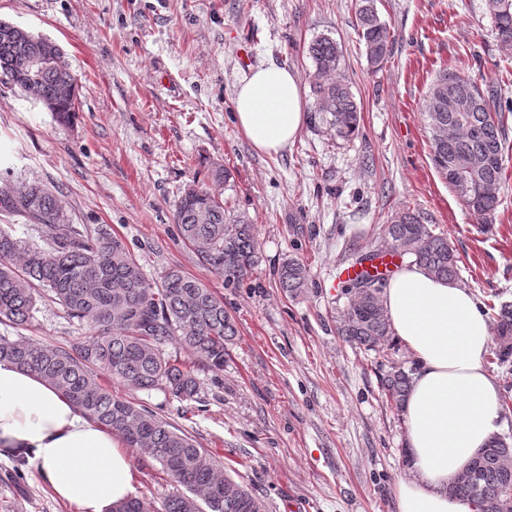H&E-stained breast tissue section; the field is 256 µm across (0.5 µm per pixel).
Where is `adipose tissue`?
<instances>
[{
  "label": "adipose tissue",
  "mask_w": 512,
  "mask_h": 512,
  "mask_svg": "<svg viewBox=\"0 0 512 512\" xmlns=\"http://www.w3.org/2000/svg\"><path fill=\"white\" fill-rule=\"evenodd\" d=\"M234 117L250 145L274 155L306 122L296 72L270 64L238 85ZM394 338L417 370L405 406L408 461L397 512H468L448 488L500 427L498 387L485 368L493 338L470 291L404 264L382 294ZM24 458L76 512H109L134 491L130 458L111 430L14 364L0 362V457Z\"/></svg>",
  "instance_id": "obj_1"
}]
</instances>
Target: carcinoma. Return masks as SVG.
Wrapping results in <instances>:
<instances>
[{"mask_svg": "<svg viewBox=\"0 0 512 512\" xmlns=\"http://www.w3.org/2000/svg\"><path fill=\"white\" fill-rule=\"evenodd\" d=\"M492 30L500 49L512 53V0H486ZM356 32L364 42L369 67L377 72L387 61L391 43L387 24L376 0H356ZM41 47L45 66L29 73L21 68V53ZM306 55L312 103L307 121L344 143L359 134L360 104L343 67V51L325 34L308 42ZM0 83L28 91L34 84L41 102L65 123L75 119L76 98L54 100L60 87L76 84L64 53L54 42L0 19ZM512 99L502 91L484 89L454 69L438 71L426 92L425 119L430 134V157L462 204L482 223L491 222L504 181V113ZM0 205L36 226L44 245L27 243L0 228V323L21 326L36 310L38 287L67 317L93 330L73 347H50L27 337L0 336V361H9L68 397L88 418L118 433L127 447L140 448L160 464L162 472L184 492L167 498L163 512H264L262 501L199 448L184 431L151 409L101 383L133 391L160 389L180 400L201 392L199 370L224 371V354L237 334L224 300L199 277L178 268L149 280L125 241L100 229L91 234L86 224L66 222L59 198L40 183L14 187L3 181ZM180 241L198 251L202 265L224 277L227 286L248 278L258 262L253 224L236 215L221 195L204 183L183 189L173 213ZM386 250L356 254L352 266L362 267L385 254L409 260L434 276L459 278V256L448 238L434 233L410 208L395 212L380 226ZM388 276L364 270L340 280L338 296L344 305L336 334L365 351L387 353L393 348L389 321L382 304ZM282 292L291 298L308 286L306 266L284 262L278 271ZM496 333L497 360L512 358V304L500 305ZM174 339L191 359L165 355L163 345ZM413 368L394 363L380 377L382 397L395 409L404 408ZM450 498L473 512H512V437L494 435L473 456L466 473L448 488ZM111 512H154L149 502L131 497Z\"/></svg>", "mask_w": 512, "mask_h": 512, "instance_id": "obj_1", "label": "carcinoma"}]
</instances>
